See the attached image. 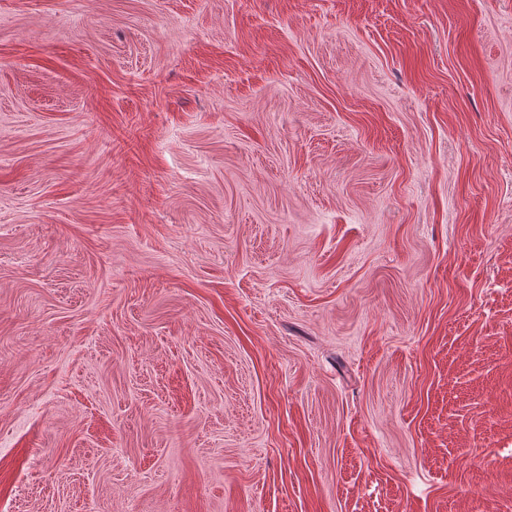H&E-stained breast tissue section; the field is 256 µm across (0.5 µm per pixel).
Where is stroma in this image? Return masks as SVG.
I'll list each match as a JSON object with an SVG mask.
<instances>
[{"label": "stroma", "mask_w": 512, "mask_h": 512, "mask_svg": "<svg viewBox=\"0 0 512 512\" xmlns=\"http://www.w3.org/2000/svg\"><path fill=\"white\" fill-rule=\"evenodd\" d=\"M0 512H512V0H0Z\"/></svg>", "instance_id": "stroma-1"}]
</instances>
